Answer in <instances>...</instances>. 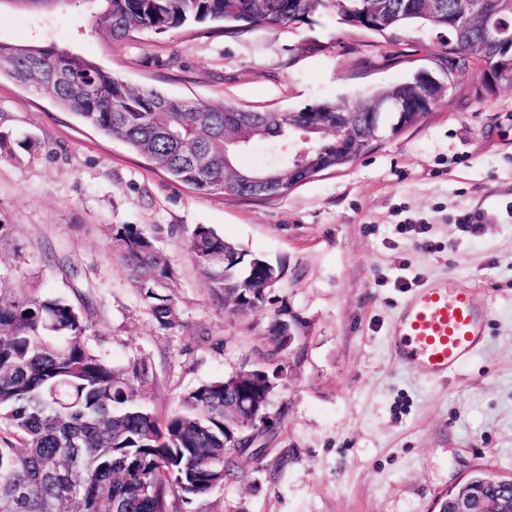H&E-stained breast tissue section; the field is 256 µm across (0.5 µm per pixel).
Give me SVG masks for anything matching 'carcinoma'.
<instances>
[{
    "instance_id": "cac0c4a2",
    "label": "carcinoma",
    "mask_w": 512,
    "mask_h": 512,
    "mask_svg": "<svg viewBox=\"0 0 512 512\" xmlns=\"http://www.w3.org/2000/svg\"><path fill=\"white\" fill-rule=\"evenodd\" d=\"M93 24L124 38L134 31L166 34L189 23H220L234 35L257 23L290 26L318 9L334 11L353 27L368 14L384 17L382 33L407 26L448 29V42L469 57L458 63L468 74L471 59L498 62V49L473 25H448V12L467 0H87ZM0 65L11 77L39 87L94 129L124 142L156 168L191 189L210 195L268 201L288 195L316 165L344 167L373 142L371 110L397 98L419 96L417 78L388 85L356 102L321 101L291 116L296 125L313 119L326 129L346 122L357 153L340 159L331 135L316 134L317 152L306 166L278 168L280 177L257 191L245 170L224 161V140L250 148L255 143L291 140L292 128L275 112L197 102L179 104L153 90H134L83 56L52 48L0 43ZM112 255L127 269L132 286L165 330L183 327L169 294L176 272L147 230L135 224L106 226ZM188 249L213 292L233 311L262 310L268 289L282 269L249 255L196 225ZM89 305L64 297L14 294L0 289V512H169V498L184 505L238 477L249 454L261 464L280 421L241 418L243 406L276 390L288 376V332L297 322L273 319L268 336L277 344L270 360L256 367L255 382L228 389L220 378L204 382L180 398L174 414L160 419L130 378L115 370L90 345ZM27 488L21 501L13 496ZM465 490L489 495L486 472L470 476Z\"/></svg>"
}]
</instances>
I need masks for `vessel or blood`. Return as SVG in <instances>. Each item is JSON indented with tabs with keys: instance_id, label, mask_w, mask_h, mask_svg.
Segmentation results:
<instances>
[{
	"instance_id": "vessel-or-blood-1",
	"label": "vessel or blood",
	"mask_w": 512,
	"mask_h": 512,
	"mask_svg": "<svg viewBox=\"0 0 512 512\" xmlns=\"http://www.w3.org/2000/svg\"><path fill=\"white\" fill-rule=\"evenodd\" d=\"M490 312L470 289L452 281L416 289L403 306L394 337L400 361L432 379L455 373L484 340Z\"/></svg>"
}]
</instances>
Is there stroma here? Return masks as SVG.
<instances>
[{
    "label": "stroma",
    "mask_w": 512,
    "mask_h": 512,
    "mask_svg": "<svg viewBox=\"0 0 512 512\" xmlns=\"http://www.w3.org/2000/svg\"><path fill=\"white\" fill-rule=\"evenodd\" d=\"M447 38L429 26L382 36L320 10L290 28L229 37L191 23L116 41L83 0L0 6L1 42L81 54L134 89L260 112L365 98L422 70L444 78ZM480 82L472 67L354 164L258 202L195 192L0 74V287L93 302L97 351L127 374L148 365L144 397L161 418L191 388L255 363L276 314L300 324L269 405L285 467L241 459L236 479L171 512H432L477 469L512 474V86L488 95ZM466 212L481 214L478 233L460 230ZM107 224L157 238L183 328L157 325ZM199 224L283 268L263 311L236 314L214 294L187 246ZM440 279L473 289L491 322L453 377L431 381L395 360L392 329L408 295Z\"/></svg>",
    "instance_id": "1"
}]
</instances>
